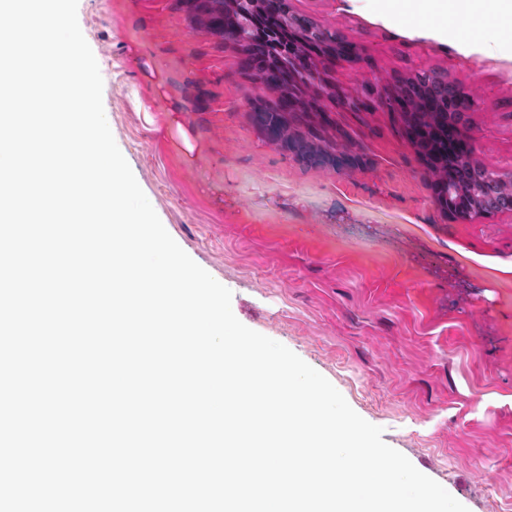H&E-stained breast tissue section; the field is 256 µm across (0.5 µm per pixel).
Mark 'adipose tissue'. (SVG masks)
Returning <instances> with one entry per match:
<instances>
[{
    "label": "adipose tissue",
    "mask_w": 512,
    "mask_h": 512,
    "mask_svg": "<svg viewBox=\"0 0 512 512\" xmlns=\"http://www.w3.org/2000/svg\"><path fill=\"white\" fill-rule=\"evenodd\" d=\"M417 12L439 18L434 27L421 29L424 37L452 43L463 55L476 52L512 55V42L476 39L458 25L460 17L471 19L494 18L512 25V0H414Z\"/></svg>",
    "instance_id": "ef3b65f1"
}]
</instances>
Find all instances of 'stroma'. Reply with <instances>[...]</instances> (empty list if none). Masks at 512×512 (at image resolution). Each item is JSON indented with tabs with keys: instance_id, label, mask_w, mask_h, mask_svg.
<instances>
[{
	"instance_id": "obj_1",
	"label": "stroma",
	"mask_w": 512,
	"mask_h": 512,
	"mask_svg": "<svg viewBox=\"0 0 512 512\" xmlns=\"http://www.w3.org/2000/svg\"><path fill=\"white\" fill-rule=\"evenodd\" d=\"M363 51L355 89L447 70L479 103L474 156L512 172V58L460 55L346 0H287ZM117 146L178 245L232 293L248 328L322 374L383 440L469 512H512V213L449 221L389 113L340 112L365 167L336 171L261 138L273 92L237 53L192 29L177 0H78ZM177 119L184 134L167 133Z\"/></svg>"
}]
</instances>
